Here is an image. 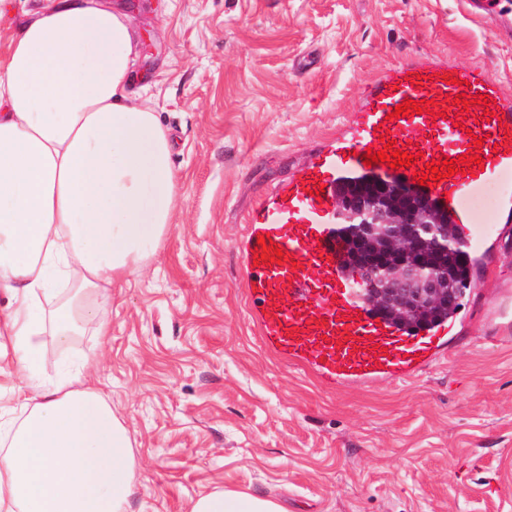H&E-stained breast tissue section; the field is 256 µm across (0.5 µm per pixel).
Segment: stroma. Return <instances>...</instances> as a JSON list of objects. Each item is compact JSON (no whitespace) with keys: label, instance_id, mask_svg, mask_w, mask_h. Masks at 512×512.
Masks as SVG:
<instances>
[{"label":"stroma","instance_id":"1","mask_svg":"<svg viewBox=\"0 0 512 512\" xmlns=\"http://www.w3.org/2000/svg\"><path fill=\"white\" fill-rule=\"evenodd\" d=\"M480 0H118L133 87L173 141L177 210L139 275L113 285L110 334L46 343L54 376L85 355L126 425L129 512H189L214 490L286 512H512V217L476 258L448 354L416 376L341 390L264 345L242 245L256 204L338 137L391 67L448 60L512 88V38Z\"/></svg>","mask_w":512,"mask_h":512}]
</instances>
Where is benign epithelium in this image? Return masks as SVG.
<instances>
[{
	"label": "benign epithelium",
	"mask_w": 512,
	"mask_h": 512,
	"mask_svg": "<svg viewBox=\"0 0 512 512\" xmlns=\"http://www.w3.org/2000/svg\"><path fill=\"white\" fill-rule=\"evenodd\" d=\"M337 218L351 230L339 235V255L381 317L406 320L436 301L453 303L443 288L446 267L432 255L461 251L441 242L436 225L446 217L425 198L384 177L346 182L337 195Z\"/></svg>",
	"instance_id": "benign-epithelium-1"
}]
</instances>
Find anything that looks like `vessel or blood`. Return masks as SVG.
I'll use <instances>...</instances> for the list:
<instances>
[{
	"label": "vessel or blood",
	"mask_w": 512,
	"mask_h": 512,
	"mask_svg": "<svg viewBox=\"0 0 512 512\" xmlns=\"http://www.w3.org/2000/svg\"><path fill=\"white\" fill-rule=\"evenodd\" d=\"M448 74L453 84L445 83ZM459 94L466 105L456 104ZM480 95L485 103H477ZM424 99L445 103L444 115L394 117L397 105ZM386 135L413 155L412 166L365 165L364 155L383 149ZM477 137L483 140L481 166L419 185L415 175L425 172L427 163L459 158ZM369 172L420 189L463 227L472 222L468 199L490 183L505 185L503 208L512 211V99L472 69L446 63L400 66L366 90L345 134L250 215L243 258L262 340L336 388L414 376L445 353L450 330L441 324L411 335L381 321L339 262L336 185ZM264 234L282 249L281 262L254 265Z\"/></svg>",
	"instance_id": "vessel-or-blood-1"
}]
</instances>
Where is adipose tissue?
<instances>
[{"label": "adipose tissue", "instance_id": "ef3b65f1", "mask_svg": "<svg viewBox=\"0 0 512 512\" xmlns=\"http://www.w3.org/2000/svg\"><path fill=\"white\" fill-rule=\"evenodd\" d=\"M133 38L111 0H49L0 55V512H128V429L98 357L40 374L44 336L110 332L115 282L173 222L172 142L130 88ZM190 512H285L272 495L218 491Z\"/></svg>", "mask_w": 512, "mask_h": 512}]
</instances>
